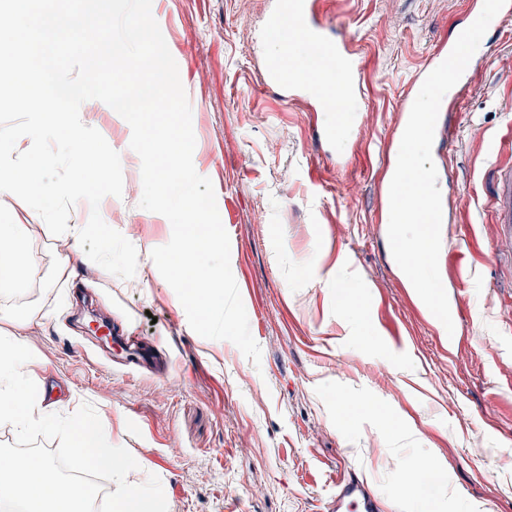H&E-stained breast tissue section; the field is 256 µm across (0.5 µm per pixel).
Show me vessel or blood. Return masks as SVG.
<instances>
[{"instance_id":"obj_1","label":"vessel or blood","mask_w":512,"mask_h":512,"mask_svg":"<svg viewBox=\"0 0 512 512\" xmlns=\"http://www.w3.org/2000/svg\"><path fill=\"white\" fill-rule=\"evenodd\" d=\"M287 15L314 46L323 65L315 74L293 63H270L268 84L279 87L285 98L309 93L318 108L343 109L347 98L361 90L357 77L362 63L352 39L322 22L317 0H275L264 18L263 35L278 31ZM494 191L495 222L491 232L497 235L503 227L512 228V162L496 166ZM326 512H382V505L366 482L348 475L337 479Z\"/></svg>"}]
</instances>
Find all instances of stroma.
I'll return each instance as SVG.
<instances>
[{"mask_svg": "<svg viewBox=\"0 0 512 512\" xmlns=\"http://www.w3.org/2000/svg\"><path fill=\"white\" fill-rule=\"evenodd\" d=\"M270 0H152L191 111L196 171L214 186L230 266L262 349L253 365L226 340L199 336L147 245L172 226L140 208V158L129 124L105 103L82 122L119 153L121 197L104 222L136 248L133 278L83 262L0 192V224L30 227L25 286L0 332L26 319L30 379L55 412L91 404L113 445L138 463L127 480L160 478L168 512H320L337 475L367 482L384 512H512V240L495 242L491 171L512 123V20L488 28L490 51L454 97L458 126L434 143L440 191L455 187L439 272L457 298L449 340L391 258L379 186L398 105L467 0H319L320 16L361 54L356 116L333 142L305 99L264 85L273 54L257 42ZM69 257L73 274L57 277ZM135 332L169 359L131 370L89 320Z\"/></svg>", "mask_w": 512, "mask_h": 512, "instance_id": "stroma-1", "label": "stroma"}]
</instances>
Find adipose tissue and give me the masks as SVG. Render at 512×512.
<instances>
[{"label": "adipose tissue", "mask_w": 512, "mask_h": 512, "mask_svg": "<svg viewBox=\"0 0 512 512\" xmlns=\"http://www.w3.org/2000/svg\"><path fill=\"white\" fill-rule=\"evenodd\" d=\"M28 227L0 224V289L23 287V257L27 249ZM25 317H16V331L0 335V420L20 428L32 424L54 425L55 419L44 404V396L30 382L25 342L19 332Z\"/></svg>", "instance_id": "ef3b65f1"}]
</instances>
